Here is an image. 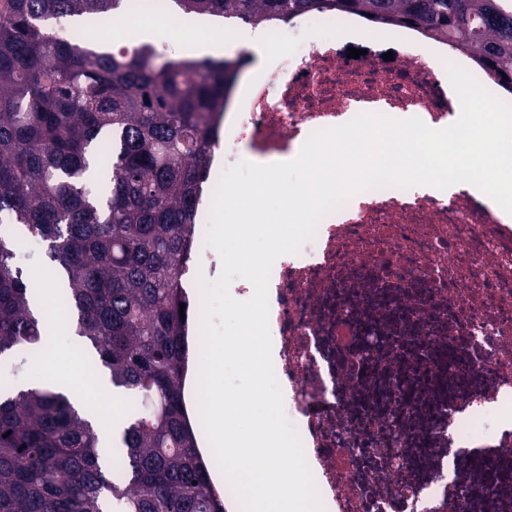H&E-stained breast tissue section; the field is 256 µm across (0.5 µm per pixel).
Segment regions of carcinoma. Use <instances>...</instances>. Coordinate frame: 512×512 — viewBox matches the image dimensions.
Returning a JSON list of instances; mask_svg holds the SVG:
<instances>
[{
	"label": "carcinoma",
	"mask_w": 512,
	"mask_h": 512,
	"mask_svg": "<svg viewBox=\"0 0 512 512\" xmlns=\"http://www.w3.org/2000/svg\"><path fill=\"white\" fill-rule=\"evenodd\" d=\"M253 27L315 9L405 23L478 55L512 94V0H167ZM129 0H7L0 11V355H35L42 284L17 239L40 240L56 294L128 399L105 453L70 398L0 385V512H224L198 451L183 377L184 277L199 184L235 59L171 58L151 42H69L57 26ZM8 437H3V434Z\"/></svg>",
	"instance_id": "obj_1"
}]
</instances>
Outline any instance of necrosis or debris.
Segmentation results:
<instances>
[{"instance_id": "4bbe7bcc", "label": "necrosis or debris", "mask_w": 512, "mask_h": 512, "mask_svg": "<svg viewBox=\"0 0 512 512\" xmlns=\"http://www.w3.org/2000/svg\"><path fill=\"white\" fill-rule=\"evenodd\" d=\"M362 24L364 38L343 32ZM297 42L233 87L199 194L192 246L211 257L207 221L223 174L295 159L315 131L361 113L457 120L446 62L502 88L465 51L399 24L337 10L282 20ZM361 51L349 57V48ZM269 327L285 414L302 441L322 512H474L512 483V456L478 457L472 482L440 483L437 450L480 416L512 427V222L487 198L388 186L360 191L273 264Z\"/></svg>"}]
</instances>
